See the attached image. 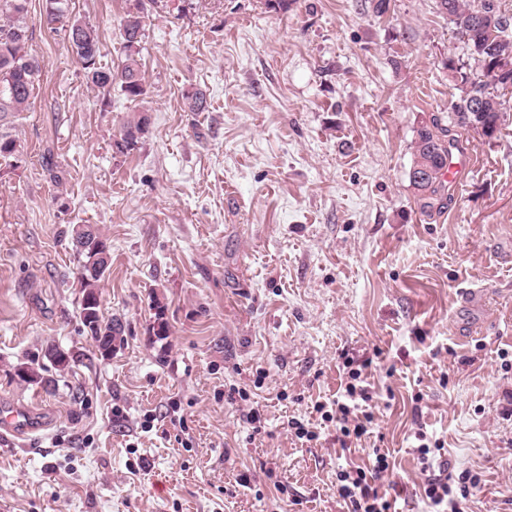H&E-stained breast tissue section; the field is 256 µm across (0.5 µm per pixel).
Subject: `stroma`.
Wrapping results in <instances>:
<instances>
[{
  "label": "stroma",
  "instance_id": "obj_1",
  "mask_svg": "<svg viewBox=\"0 0 512 512\" xmlns=\"http://www.w3.org/2000/svg\"><path fill=\"white\" fill-rule=\"evenodd\" d=\"M44 4L33 103L4 127L19 160L0 164V403L40 429L0 437V512H348L336 470L375 448L398 512H425L421 427L479 473L468 512H512V106L494 142L459 132L476 166L421 212L412 141L468 57L437 0L381 17L371 0H69L112 66L140 7L139 101L93 88ZM198 89L209 107L188 111ZM77 224L111 245L100 307L122 342L105 360L79 318ZM49 344L92 363L19 381ZM365 357L376 427L346 453L313 405ZM148 110H141L134 114L124 122L120 131L119 140L117 139L115 145L119 151H130L148 131L149 116L146 114Z\"/></svg>",
  "mask_w": 512,
  "mask_h": 512
}]
</instances>
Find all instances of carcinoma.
Listing matches in <instances>:
<instances>
[{"mask_svg":"<svg viewBox=\"0 0 512 512\" xmlns=\"http://www.w3.org/2000/svg\"><path fill=\"white\" fill-rule=\"evenodd\" d=\"M29 0H0V122L7 117L25 111L42 69L41 62L27 50ZM67 0H45L44 22L48 25L62 22L67 12ZM439 10L464 40L470 51L473 64L459 63L448 59L446 67L455 89L472 86L471 92L478 96V118L481 136L490 143L501 133V117L504 110V84L486 80L490 72L501 61L512 63V13L503 9L500 0H437ZM495 10L501 23L491 32L482 24L480 15ZM68 42L87 80L98 88H110L119 84L127 99L136 101L144 94L138 46L141 36L140 16L129 13L122 25L126 55L115 69L99 62L100 40L97 31L75 22L69 26ZM465 99L459 97L453 103V112L448 114V123L435 116L430 124L416 130L412 143V166L409 180L415 190L419 207L424 212L432 211L446 189L445 169L448 156L458 145L455 128H469L464 119ZM149 118L141 110L124 122L119 140L115 145L119 151H130L148 131ZM16 140L8 134H0V160L9 162L16 158ZM72 239L78 255L77 287L80 294V321L90 335L100 357L112 348L116 335L120 333L118 323L100 314L95 324L88 323L87 303L100 302L99 288L107 272L110 254L107 239L89 225L72 228ZM51 366L63 376L78 362L75 353L51 345L45 351ZM20 380L35 385H49L52 380L44 378L39 369L20 364L15 370Z\"/></svg>","mask_w":512,"mask_h":512,"instance_id":"carcinoma-1","label":"carcinoma"}]
</instances>
